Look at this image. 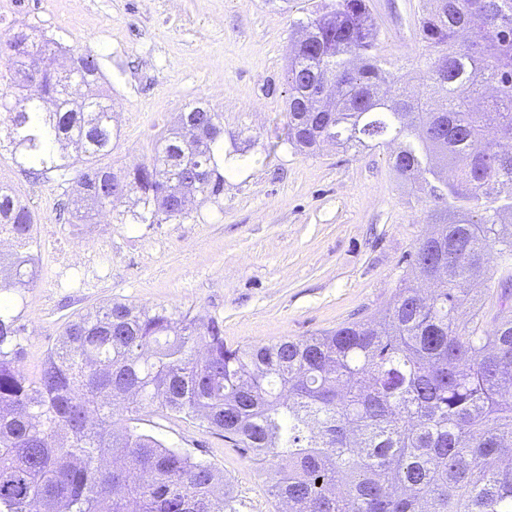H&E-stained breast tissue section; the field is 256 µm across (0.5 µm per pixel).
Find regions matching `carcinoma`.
<instances>
[{
  "label": "carcinoma",
  "instance_id": "cac0c4a2",
  "mask_svg": "<svg viewBox=\"0 0 512 512\" xmlns=\"http://www.w3.org/2000/svg\"><path fill=\"white\" fill-rule=\"evenodd\" d=\"M473 4L432 0L417 76L392 75L391 91L366 0H324L288 55L285 143H395L393 171L416 176L434 224L410 256L418 280L379 317L235 347L214 319L115 302L68 321L34 376L19 367L25 327L0 301V512H239L212 463L132 426L153 409L250 453L289 512H512V141L493 138L512 130V0ZM39 47L24 29L0 42L14 89L0 127L32 175L83 163L84 213L66 201L60 219L92 224L135 191L128 219L160 224L185 217L190 195L224 193L245 151L224 147L223 113L193 102L119 178L101 164L119 132L91 53L31 69ZM1 224L34 226L4 187ZM492 254L501 291L480 299ZM0 273L18 291L37 276Z\"/></svg>",
  "mask_w": 512,
  "mask_h": 512
}]
</instances>
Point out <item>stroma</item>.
Returning a JSON list of instances; mask_svg holds the SVG:
<instances>
[{"label": "stroma", "instance_id": "1", "mask_svg": "<svg viewBox=\"0 0 512 512\" xmlns=\"http://www.w3.org/2000/svg\"><path fill=\"white\" fill-rule=\"evenodd\" d=\"M320 0H0V40L24 19L91 51L114 103L125 111L105 162L120 170L149 159L162 131L205 99L224 133L249 139V161L215 201L186 218L111 224L112 273L92 288H57L67 249L56 173L33 177L0 156V183L37 217L43 274L15 294L25 327L21 367L38 373L63 325L115 301L216 318L232 345L308 336L381 311L392 302L405 257L427 235L426 207L403 186L385 148L325 144L306 155L284 145L288 52L296 22ZM383 55L411 66L422 51L423 0H368ZM280 141L276 153L267 141ZM140 432L165 440L224 474L240 512H276L262 469L224 436L153 410Z\"/></svg>", "mask_w": 512, "mask_h": 512}]
</instances>
